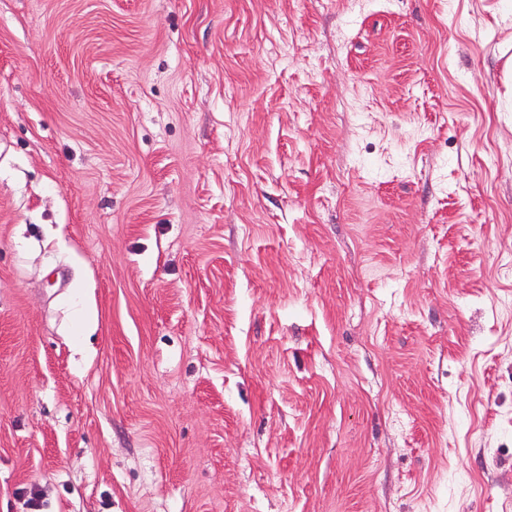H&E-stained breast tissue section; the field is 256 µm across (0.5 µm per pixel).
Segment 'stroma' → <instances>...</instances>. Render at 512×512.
Returning <instances> with one entry per match:
<instances>
[{
    "instance_id": "stroma-1",
    "label": "stroma",
    "mask_w": 512,
    "mask_h": 512,
    "mask_svg": "<svg viewBox=\"0 0 512 512\" xmlns=\"http://www.w3.org/2000/svg\"><path fill=\"white\" fill-rule=\"evenodd\" d=\"M511 58L512 0H0V512H512Z\"/></svg>"
}]
</instances>
